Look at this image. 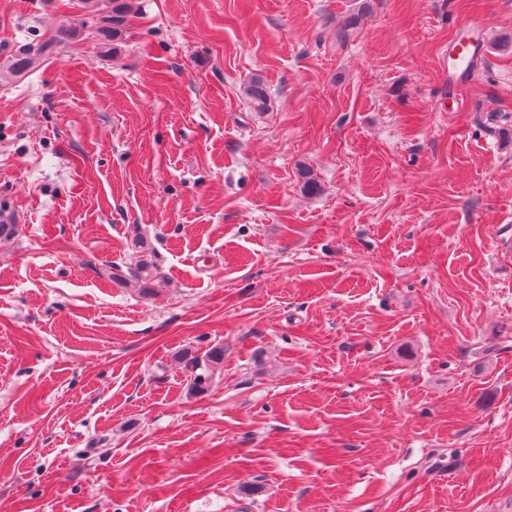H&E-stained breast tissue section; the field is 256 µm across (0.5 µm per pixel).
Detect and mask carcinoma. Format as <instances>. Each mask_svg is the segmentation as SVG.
Listing matches in <instances>:
<instances>
[{
    "label": "carcinoma",
    "instance_id": "obj_1",
    "mask_svg": "<svg viewBox=\"0 0 512 512\" xmlns=\"http://www.w3.org/2000/svg\"><path fill=\"white\" fill-rule=\"evenodd\" d=\"M73 7H78L85 17L74 26L59 30L58 38L76 40L83 35L87 27H92V34L102 43L117 40L129 25L127 0H74ZM44 42L32 40L18 49L11 57L6 68L10 75H20L29 70L35 61L47 50ZM247 98L254 109L262 112L266 108L267 98L257 83L246 88ZM224 362V349L211 348L203 357H194L191 361V385L197 391L208 387L214 376L221 371Z\"/></svg>",
    "mask_w": 512,
    "mask_h": 512
}]
</instances>
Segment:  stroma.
<instances>
[{
    "label": "stroma",
    "mask_w": 512,
    "mask_h": 512,
    "mask_svg": "<svg viewBox=\"0 0 512 512\" xmlns=\"http://www.w3.org/2000/svg\"><path fill=\"white\" fill-rule=\"evenodd\" d=\"M130 3L0 0V512H512V0ZM111 4L110 14L101 16L98 5L100 3ZM73 7L80 8L86 15L74 26L62 28L59 30L60 39H79L83 31L91 24L94 37L98 38L103 44L117 40L129 25V10L126 0H76L73 1ZM93 25L95 27H93ZM485 52V43L479 37L472 39L471 37L458 36L448 48V58L455 61L453 66L454 72L450 77L454 81L456 90L464 85V75L467 71L470 61ZM48 45L44 42L33 39L18 49L11 57L6 68V73L10 75H20L29 70L35 61L47 50ZM191 360V385L192 388L200 392L206 389L214 376L221 371L224 362V349L213 347L205 356L193 357Z\"/></svg>",
    "instance_id": "stroma-1"
}]
</instances>
